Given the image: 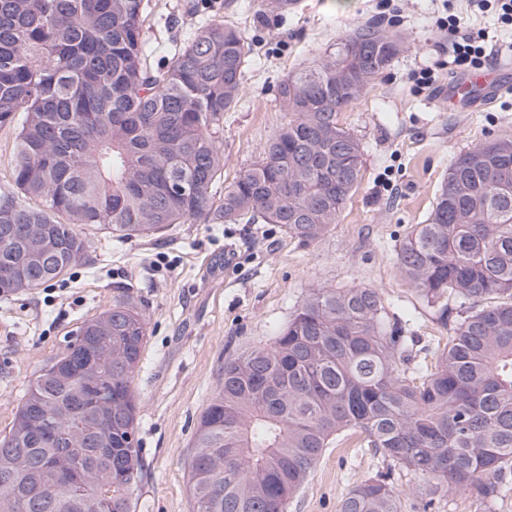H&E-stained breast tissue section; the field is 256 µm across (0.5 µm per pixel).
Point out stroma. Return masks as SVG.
I'll return each mask as SVG.
<instances>
[{"label":"stroma","mask_w":512,"mask_h":512,"mask_svg":"<svg viewBox=\"0 0 512 512\" xmlns=\"http://www.w3.org/2000/svg\"><path fill=\"white\" fill-rule=\"evenodd\" d=\"M379 0H292L287 12L259 10L255 0H215L211 18L233 24L250 47L239 102L224 115V168L214 194L254 161L287 121L277 85L313 65L356 25L374 20ZM197 0H148L145 39L157 56L200 25ZM390 28L403 46L393 64L339 117L364 145L362 178L328 232L301 243L276 224H176L155 239L90 237L89 260L58 282L0 296V436L8 432L38 370L84 321L126 291L144 304L146 343L133 387L144 479L135 512H192L188 463L197 422L228 355L270 344L311 289H375L389 321L418 342L417 362L433 368L450 340L432 301L396 265L400 243L423 223L456 155L477 142L512 135V74L489 103L452 104L455 75L446 67L447 33L435 27L440 0H394ZM437 68L441 87L421 91L411 75ZM360 434L335 437L286 512H340L357 484L386 470ZM399 512H512V489L485 508L468 489L434 488L430 478L398 468Z\"/></svg>","instance_id":"obj_1"}]
</instances>
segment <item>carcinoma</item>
Returning <instances> with one entry per match:
<instances>
[{"label": "carcinoma", "instance_id": "carcinoma-1", "mask_svg": "<svg viewBox=\"0 0 512 512\" xmlns=\"http://www.w3.org/2000/svg\"><path fill=\"white\" fill-rule=\"evenodd\" d=\"M145 0H0V128L16 131L19 202L0 198V293L61 279L88 257L75 226L120 240L173 224H278L305 243L345 210L361 139L339 114L349 44L370 85L399 55L378 22L312 67L287 73L288 121L213 201L220 132L249 65L241 31L198 27L156 67ZM512 136L448 168L425 223L397 253L429 300H460L434 370L410 368L413 336L385 322L371 288H313L273 342L224 359L195 431L193 512H285L333 437L356 429L394 465L484 504L512 482ZM148 320L128 294L85 321L38 371L0 438V512H133L143 479L135 370ZM392 470L354 487L340 512H398Z\"/></svg>", "mask_w": 512, "mask_h": 512}]
</instances>
